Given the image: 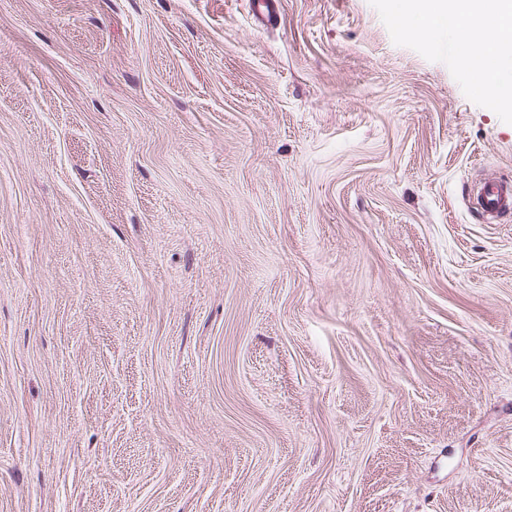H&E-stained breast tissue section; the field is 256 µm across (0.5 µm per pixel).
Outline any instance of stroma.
Masks as SVG:
<instances>
[{"label": "stroma", "mask_w": 512, "mask_h": 512, "mask_svg": "<svg viewBox=\"0 0 512 512\" xmlns=\"http://www.w3.org/2000/svg\"><path fill=\"white\" fill-rule=\"evenodd\" d=\"M488 174L370 0H0V512H512Z\"/></svg>", "instance_id": "obj_1"}]
</instances>
